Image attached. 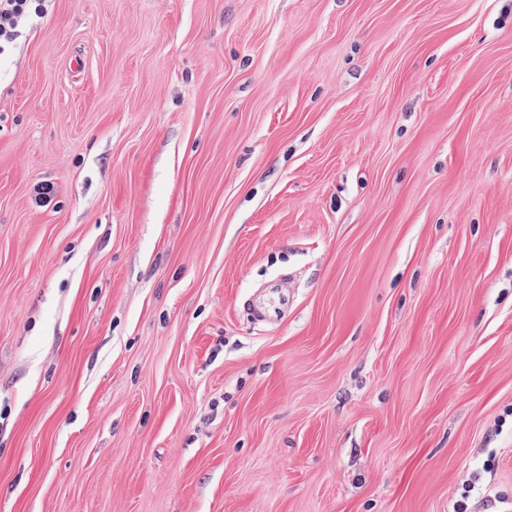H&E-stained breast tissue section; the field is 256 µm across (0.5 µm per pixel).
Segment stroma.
Segmentation results:
<instances>
[{
  "label": "stroma",
  "mask_w": 512,
  "mask_h": 512,
  "mask_svg": "<svg viewBox=\"0 0 512 512\" xmlns=\"http://www.w3.org/2000/svg\"><path fill=\"white\" fill-rule=\"evenodd\" d=\"M459 501L512 512V0H50L0 56V512Z\"/></svg>",
  "instance_id": "obj_1"
}]
</instances>
